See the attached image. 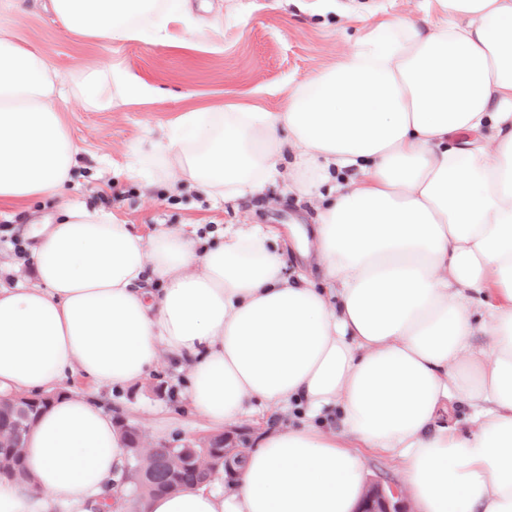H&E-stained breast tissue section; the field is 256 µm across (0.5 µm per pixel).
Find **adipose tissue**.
Listing matches in <instances>:
<instances>
[{"mask_svg":"<svg viewBox=\"0 0 512 512\" xmlns=\"http://www.w3.org/2000/svg\"><path fill=\"white\" fill-rule=\"evenodd\" d=\"M448 20L388 15L336 65L265 112H187L137 163L172 195L213 202L273 182L314 199L292 231L321 282L288 270L263 224L202 244L184 224L143 233L66 204L32 225L31 280L0 286V399L51 401L30 430L29 486L0 477V512H88L128 463L119 422L72 376L117 391L163 360L208 422L256 418L224 489L200 483L140 512H356L362 450L402 462L415 512H512V0H437ZM67 32L176 43L187 0H49ZM149 99L130 71L62 80L0 27V203L63 196L77 148L59 102ZM469 412L466 429L452 411ZM297 411L295 426L273 425ZM337 416L340 432L324 430Z\"/></svg>","mask_w":512,"mask_h":512,"instance_id":"ef3b65f1","label":"adipose tissue"}]
</instances>
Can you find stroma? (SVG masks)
Listing matches in <instances>:
<instances>
[{
    "label": "stroma",
    "instance_id": "1",
    "mask_svg": "<svg viewBox=\"0 0 512 512\" xmlns=\"http://www.w3.org/2000/svg\"><path fill=\"white\" fill-rule=\"evenodd\" d=\"M386 2L398 18L439 24L438 9L424 11L423 0H339V17H318L294 0H191L201 29L182 34L177 45L152 41L109 42L69 34L46 7L47 0H12L0 23L14 27L32 49L45 54L62 78L112 67L134 72L157 89L153 99H132L105 111L70 100L62 119L79 149L78 165L64 197L43 198L0 208V285L27 280L11 245L35 241L31 225L57 219L62 202L110 207L120 221L144 231L162 224H313L312 203L268 185L258 195L213 205L195 192L163 194L149 180L127 178L124 167L134 151L147 147L183 112H220L231 104H254L280 111L298 82L336 63L367 29L369 13ZM184 372L167 363L140 388L114 392L99 388L95 398L119 419L161 429L165 438L184 442L214 433L206 419L191 412L171 390L181 389Z\"/></svg>",
    "mask_w": 512,
    "mask_h": 512
}]
</instances>
